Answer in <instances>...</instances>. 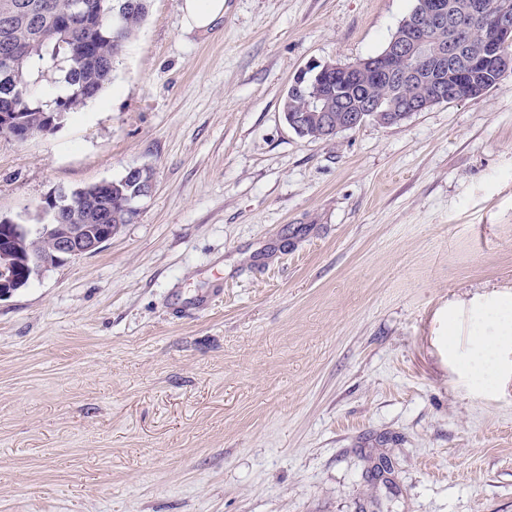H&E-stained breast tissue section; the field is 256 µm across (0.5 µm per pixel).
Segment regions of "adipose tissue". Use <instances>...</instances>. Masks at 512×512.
I'll list each match as a JSON object with an SVG mask.
<instances>
[{"mask_svg": "<svg viewBox=\"0 0 512 512\" xmlns=\"http://www.w3.org/2000/svg\"><path fill=\"white\" fill-rule=\"evenodd\" d=\"M512 343V316L501 309L486 306L478 325L472 329V345L469 364L472 370L493 374L497 370V351Z\"/></svg>", "mask_w": 512, "mask_h": 512, "instance_id": "obj_1", "label": "adipose tissue"}]
</instances>
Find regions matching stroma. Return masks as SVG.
I'll return each instance as SVG.
<instances>
[{"label":"stroma","instance_id":"35a3bbf8","mask_svg":"<svg viewBox=\"0 0 512 512\" xmlns=\"http://www.w3.org/2000/svg\"><path fill=\"white\" fill-rule=\"evenodd\" d=\"M151 0L112 81L0 136V216L155 173L132 223L0 301V512H512V75L330 141L280 101L413 0ZM181 10L191 29L206 30L224 16L227 0H182ZM479 324L472 329L470 367L475 372L493 374L497 370V351L512 343V316L492 305L484 307Z\"/></svg>","mask_w":512,"mask_h":512}]
</instances>
